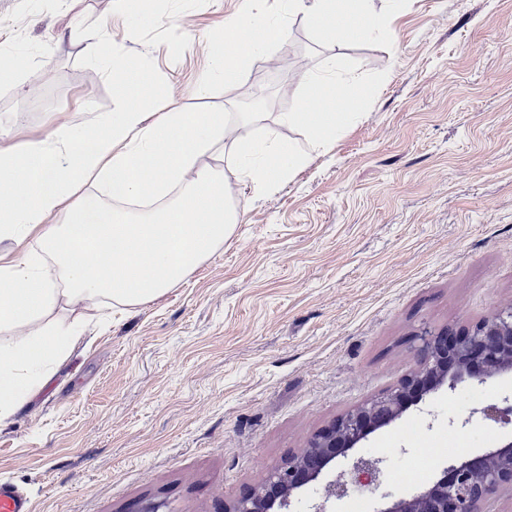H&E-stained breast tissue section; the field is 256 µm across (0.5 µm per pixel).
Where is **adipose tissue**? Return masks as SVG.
<instances>
[{
  "mask_svg": "<svg viewBox=\"0 0 512 512\" xmlns=\"http://www.w3.org/2000/svg\"><path fill=\"white\" fill-rule=\"evenodd\" d=\"M295 12L318 24L331 39L372 34L374 0H293ZM284 26L255 12L225 24L215 53L225 82H235L243 60L274 55ZM87 53L105 60L119 98L149 99L146 74L113 54L104 30L84 32ZM311 97L326 101L320 112H282L264 122L262 113L187 112L172 106L155 120L130 108L93 115L80 126L17 149L0 148V415L23 406L41 388L42 374L68 348L73 329L51 323L62 301L106 298L135 306L181 283L224 244L239 221L224 192L228 177L263 193L293 178L308 161L280 131L301 126L313 144L326 145L354 121L352 100L336 102L333 79L306 77ZM221 154L224 167L202 164ZM105 189L112 201L150 200L151 208L127 214L94 196L76 198L86 183ZM66 223H56L61 212ZM37 237L42 250L27 248Z\"/></svg>",
  "mask_w": 512,
  "mask_h": 512,
  "instance_id": "ef3b65f1",
  "label": "adipose tissue"
}]
</instances>
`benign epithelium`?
I'll list each match as a JSON object with an SVG mask.
<instances>
[{
    "label": "benign epithelium",
    "mask_w": 512,
    "mask_h": 512,
    "mask_svg": "<svg viewBox=\"0 0 512 512\" xmlns=\"http://www.w3.org/2000/svg\"><path fill=\"white\" fill-rule=\"evenodd\" d=\"M418 368L395 388L338 417L314 433L305 448L291 455L233 512H290L292 497L321 480L324 470L339 457L348 456L361 441L416 405L418 389L434 390L478 377L492 378L512 370V309L492 313L466 335L424 327L414 336ZM378 458L358 457L351 468L325 483L324 502L313 512H327L325 502L342 499L350 485L374 483L381 472ZM512 489V434L470 460L450 463L435 480L415 493L382 498L373 512H484L483 506L505 488Z\"/></svg>",
    "instance_id": "benign-epithelium-1"
}]
</instances>
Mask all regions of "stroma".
I'll list each match as a JSON object with an SVG mask.
<instances>
[{"instance_id":"1","label":"stroma","mask_w":512,"mask_h":512,"mask_svg":"<svg viewBox=\"0 0 512 512\" xmlns=\"http://www.w3.org/2000/svg\"><path fill=\"white\" fill-rule=\"evenodd\" d=\"M273 11L288 31L237 82L214 63L226 22ZM373 36L325 39L274 0H0V51L17 60L0 86V147L45 138L87 112H120L104 64L71 32L107 24L112 50L156 88L148 119L177 97L189 112L239 110L264 90L269 113L301 112L292 61L330 70L357 119L327 146L283 136L309 161L255 194L231 178L240 221L183 282L135 307L60 303L83 332L14 414L0 417V479L33 512H224L336 417L416 366L421 328L471 327L512 307V0H377ZM207 94H199L200 82ZM512 399V376L424 395L354 448L384 459L359 487L366 504L432 482L448 443L475 451L512 427L470 413ZM441 448L414 481L415 437Z\"/></svg>"}]
</instances>
